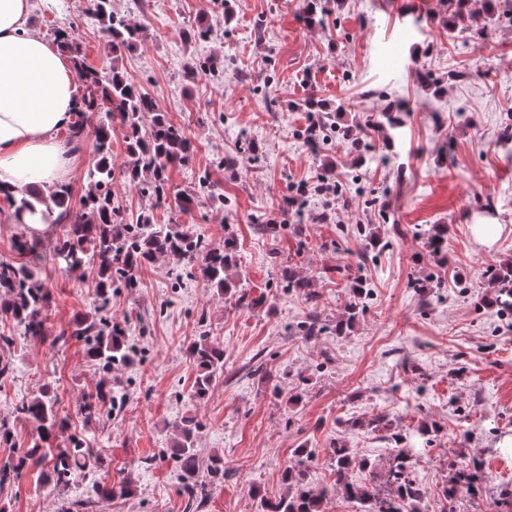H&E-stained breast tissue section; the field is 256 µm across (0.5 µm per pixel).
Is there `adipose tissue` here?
Masks as SVG:
<instances>
[{
    "label": "adipose tissue",
    "instance_id": "1",
    "mask_svg": "<svg viewBox=\"0 0 512 512\" xmlns=\"http://www.w3.org/2000/svg\"><path fill=\"white\" fill-rule=\"evenodd\" d=\"M31 9L30 0H0V187L47 196L75 168L59 134L77 80L67 53L30 30Z\"/></svg>",
    "mask_w": 512,
    "mask_h": 512
}]
</instances>
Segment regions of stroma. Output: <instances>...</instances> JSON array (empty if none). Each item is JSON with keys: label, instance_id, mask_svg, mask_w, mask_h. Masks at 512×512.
Segmentation results:
<instances>
[{"label": "stroma", "instance_id": "stroma-1", "mask_svg": "<svg viewBox=\"0 0 512 512\" xmlns=\"http://www.w3.org/2000/svg\"><path fill=\"white\" fill-rule=\"evenodd\" d=\"M445 0H328L324 26L302 20L306 0H231L225 19L216 0H112L115 11L145 31L118 59L102 50L90 0H33L30 26L45 40L73 27L85 62L102 69L118 63L156 98L161 110L194 145L189 165L169 167L173 192L165 205L115 178L112 190L127 222L143 213L160 224H180L213 243L233 231L239 243L236 276L264 306L238 307L205 288L199 274L174 260L144 268L140 286L114 292L106 309L126 332L133 355L114 369L124 397L120 411L85 423L80 407L101 378L72 338L50 345L80 316H95L96 274L66 273L53 257L64 227L50 225L36 262L51 294L44 313L48 341L23 336L0 316V333L14 343L0 348L15 372L0 383V419L50 384L67 433L100 449L104 463L67 488L44 486L25 472L0 487L6 512H58L61 502H93L96 512H185V497L169 453L172 425L193 415L201 424V464L224 458L227 474L200 512H258L251 497L285 494L282 472L297 447L313 454L314 488L331 485L329 454L337 445L367 471L358 483L384 473L393 445L365 423L391 421L428 491V512H441L448 463L482 464V492L462 496L455 512H503L512 496V317L488 303L485 268L512 259V21L486 19L482 0L471 16L450 20ZM209 37L185 41L190 25ZM316 97L343 106L362 145L354 151L328 140L311 148L303 131L311 121L302 102ZM402 104V124L380 127L381 113ZM256 159L224 166L225 156L247 144ZM365 164H356L357 155ZM336 162L342 197L317 192L320 174ZM209 173L212 195H201L198 176ZM306 188L298 211L284 200ZM194 203L181 211L176 193ZM499 226L492 247L471 232L478 218ZM282 225L280 238L259 231L256 220ZM448 227V251L436 257L421 233ZM388 245L366 249L368 232ZM290 260L318 294L306 302L278 287L276 259ZM433 277L420 295L409 283ZM369 289L353 329L336 323L353 301L351 285ZM317 316L320 333L307 337L300 322ZM209 334L224 347V379L208 400L188 397L195 376L190 345ZM264 377L247 375L255 359ZM429 435H421V427ZM125 481L131 492L99 500L96 487Z\"/></svg>", "mask_w": 512, "mask_h": 512}]
</instances>
